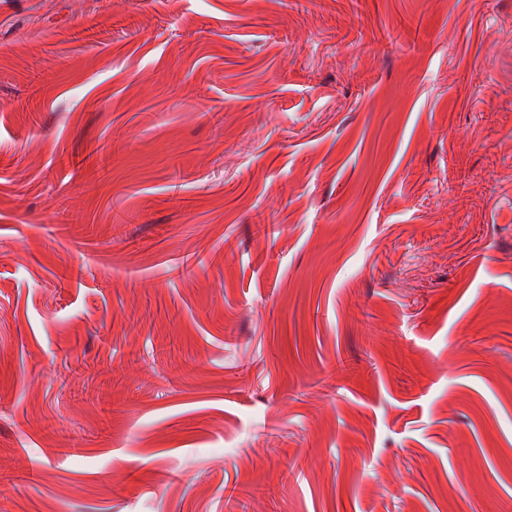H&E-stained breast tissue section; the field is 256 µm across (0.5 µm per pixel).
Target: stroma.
I'll return each instance as SVG.
<instances>
[{
  "label": "stroma",
  "mask_w": 512,
  "mask_h": 512,
  "mask_svg": "<svg viewBox=\"0 0 512 512\" xmlns=\"http://www.w3.org/2000/svg\"><path fill=\"white\" fill-rule=\"evenodd\" d=\"M0 512H512V0H0Z\"/></svg>",
  "instance_id": "35a3bbf8"
}]
</instances>
